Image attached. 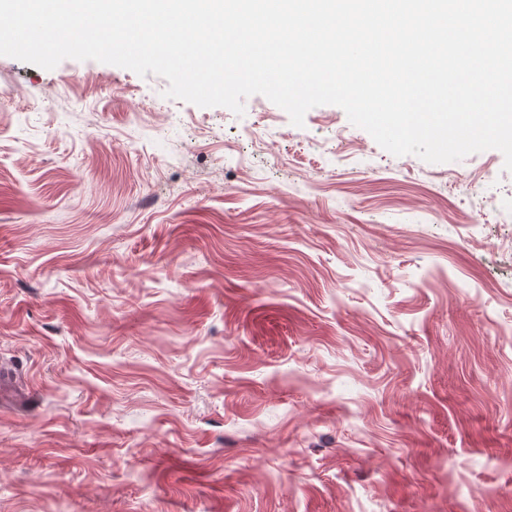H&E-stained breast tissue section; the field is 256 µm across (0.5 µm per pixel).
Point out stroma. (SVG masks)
Wrapping results in <instances>:
<instances>
[{"instance_id": "1", "label": "stroma", "mask_w": 512, "mask_h": 512, "mask_svg": "<svg viewBox=\"0 0 512 512\" xmlns=\"http://www.w3.org/2000/svg\"><path fill=\"white\" fill-rule=\"evenodd\" d=\"M0 56V512H512V171Z\"/></svg>"}]
</instances>
